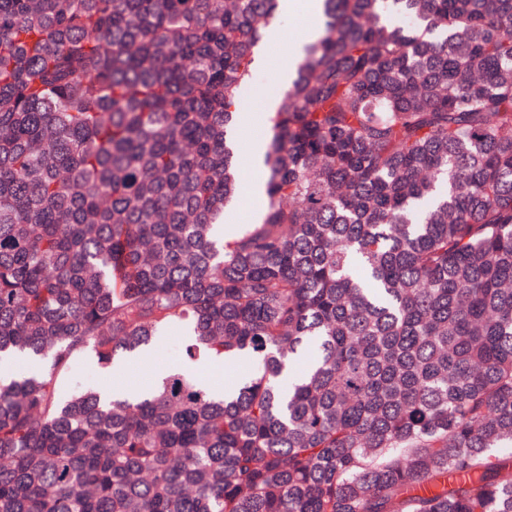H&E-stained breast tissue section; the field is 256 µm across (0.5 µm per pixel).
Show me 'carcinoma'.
I'll use <instances>...</instances> for the list:
<instances>
[{"instance_id":"cac0c4a2","label":"carcinoma","mask_w":512,"mask_h":512,"mask_svg":"<svg viewBox=\"0 0 512 512\" xmlns=\"http://www.w3.org/2000/svg\"><path fill=\"white\" fill-rule=\"evenodd\" d=\"M319 4L226 237L280 0H0V512H512V0ZM182 342V336L178 332L165 336L160 348L155 354L156 359L163 365L175 369L178 365V352ZM77 385H90L104 388L108 385H112V372L99 368L92 355H82L77 359L74 373L69 381L70 387Z\"/></svg>"}]
</instances>
